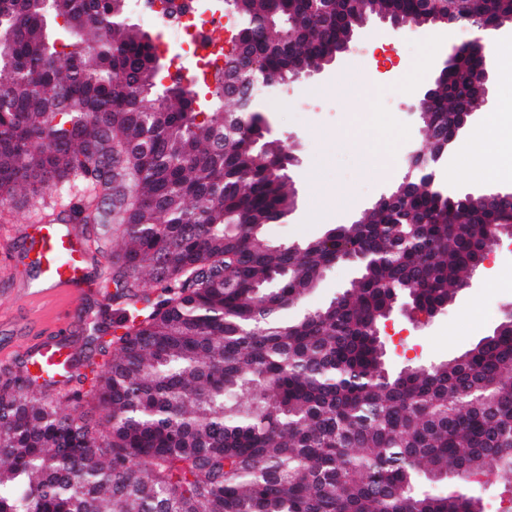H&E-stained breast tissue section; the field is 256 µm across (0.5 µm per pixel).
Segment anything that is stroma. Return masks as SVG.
Returning a JSON list of instances; mask_svg holds the SVG:
<instances>
[{
    "mask_svg": "<svg viewBox=\"0 0 512 512\" xmlns=\"http://www.w3.org/2000/svg\"><path fill=\"white\" fill-rule=\"evenodd\" d=\"M477 38V32L469 30L448 35L428 26L395 30L375 19L354 40L350 51L325 66L316 79L261 93L259 105L267 121L268 139L294 141L299 158L298 165L287 172L295 206L280 222L265 226L269 242L304 245L322 237L329 227L352 223L382 194L393 191L409 154L425 147L421 124L408 112L416 91L445 66L449 45H468ZM354 61L370 63L371 68L358 77L363 90L357 106L352 107L332 93L330 85L333 77L346 73ZM378 158L385 163V174L369 171L370 161ZM495 172V180L489 183L470 179L467 156L453 149L439 175L451 189L464 193L512 191V166H497ZM315 174L323 186L350 196L353 208L337 217H323L321 204L311 199L310 180ZM37 220L31 210L14 209L6 222H0V373L29 361V346L58 329L76 341L79 362L75 370L80 373L83 359L94 352L91 323H108L114 315L100 278L106 269L111 230L102 224L92 227L97 253L86 263V293L76 298L65 292L32 295L28 289L35 284L38 270L25 254ZM356 276L353 263L334 265L300 304L282 311V320L292 321L325 307ZM510 310L512 238L505 237L490 245L485 263L438 315L415 322L396 311L382 323L386 365L396 372L448 360L492 334L504 312Z\"/></svg>",
    "mask_w": 512,
    "mask_h": 512,
    "instance_id": "stroma-1",
    "label": "stroma"
}]
</instances>
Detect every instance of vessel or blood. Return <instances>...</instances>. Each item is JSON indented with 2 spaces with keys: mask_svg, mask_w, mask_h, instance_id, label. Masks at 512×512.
Wrapping results in <instances>:
<instances>
[{
  "mask_svg": "<svg viewBox=\"0 0 512 512\" xmlns=\"http://www.w3.org/2000/svg\"><path fill=\"white\" fill-rule=\"evenodd\" d=\"M31 249L33 262L49 287L63 288L72 293L84 288L89 245L68 225H40ZM32 358L63 377L75 366L76 349L70 342L47 336L33 348Z\"/></svg>",
  "mask_w": 512,
  "mask_h": 512,
  "instance_id": "obj_1",
  "label": "vessel or blood"
}]
</instances>
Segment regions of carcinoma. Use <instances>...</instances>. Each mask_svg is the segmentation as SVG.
I'll list each match as a JSON object with an SVG mask.
<instances>
[{
	"mask_svg": "<svg viewBox=\"0 0 512 512\" xmlns=\"http://www.w3.org/2000/svg\"><path fill=\"white\" fill-rule=\"evenodd\" d=\"M235 0L238 27L210 99L178 79L157 90V45L117 0H0V204L97 202L68 219L115 226L109 340L88 357L106 429L79 393L43 375L0 380V512H484L423 482L496 475L512 493V315L446 362L385 368L394 305L440 311L512 235V210L418 181L302 247L264 227L287 180L259 155V90L324 65L358 27L351 0ZM419 25L450 11L512 25V0H370ZM83 18L77 28L71 20ZM247 52L258 67L242 73ZM473 52L426 105L425 155L481 102ZM359 276L318 311L283 322L346 253ZM43 383H38V380Z\"/></svg>",
	"mask_w": 512,
	"mask_h": 512,
	"instance_id": "1",
	"label": "carcinoma"
}]
</instances>
